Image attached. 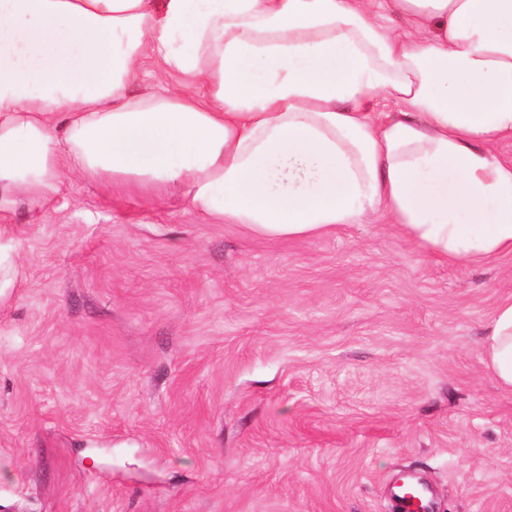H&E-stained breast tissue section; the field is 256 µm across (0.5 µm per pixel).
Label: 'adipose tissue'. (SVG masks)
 <instances>
[{
    "instance_id": "ef3b65f1",
    "label": "adipose tissue",
    "mask_w": 512,
    "mask_h": 512,
    "mask_svg": "<svg viewBox=\"0 0 512 512\" xmlns=\"http://www.w3.org/2000/svg\"><path fill=\"white\" fill-rule=\"evenodd\" d=\"M144 57L176 78L168 95L129 94ZM505 140L512 0H0V211L78 170L182 185L268 237L378 215L478 263L512 254ZM19 245L0 224V306ZM483 356L512 389L511 299Z\"/></svg>"
}]
</instances>
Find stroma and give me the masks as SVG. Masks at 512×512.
I'll return each instance as SVG.
<instances>
[{
  "mask_svg": "<svg viewBox=\"0 0 512 512\" xmlns=\"http://www.w3.org/2000/svg\"><path fill=\"white\" fill-rule=\"evenodd\" d=\"M16 225L0 512H512V391L481 340L512 255L448 264L381 221L271 239L185 190L78 174ZM410 488L414 490V494L409 493ZM391 497V512H413L419 509L430 512L434 508L430 488L423 485L414 472L406 473L393 483Z\"/></svg>",
  "mask_w": 512,
  "mask_h": 512,
  "instance_id": "obj_1",
  "label": "stroma"
}]
</instances>
